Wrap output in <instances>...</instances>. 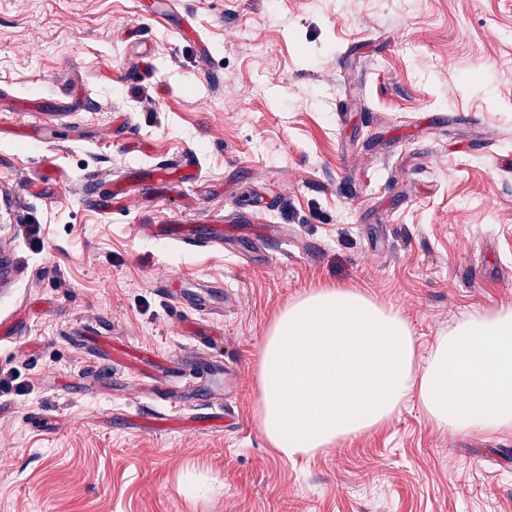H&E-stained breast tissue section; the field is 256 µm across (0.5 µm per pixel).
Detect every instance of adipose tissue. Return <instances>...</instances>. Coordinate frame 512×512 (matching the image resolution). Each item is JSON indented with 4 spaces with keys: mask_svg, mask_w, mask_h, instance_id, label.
<instances>
[{
    "mask_svg": "<svg viewBox=\"0 0 512 512\" xmlns=\"http://www.w3.org/2000/svg\"><path fill=\"white\" fill-rule=\"evenodd\" d=\"M258 422L275 453L310 458L416 406L453 433L512 432V306L464 315L427 355L369 294L314 288L290 302L259 354Z\"/></svg>",
    "mask_w": 512,
    "mask_h": 512,
    "instance_id": "obj_1",
    "label": "adipose tissue"
}]
</instances>
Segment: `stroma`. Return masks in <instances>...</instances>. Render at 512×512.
<instances>
[{
	"instance_id": "stroma-1",
	"label": "stroma",
	"mask_w": 512,
	"mask_h": 512,
	"mask_svg": "<svg viewBox=\"0 0 512 512\" xmlns=\"http://www.w3.org/2000/svg\"><path fill=\"white\" fill-rule=\"evenodd\" d=\"M152 6L0 0V322L24 317L0 340V512H512V435L412 407L292 462L265 442L256 384L267 326L311 288L393 306L422 355L465 314L512 306V0ZM61 95L38 115L49 140L25 138L16 100ZM187 154L196 181L91 205ZM240 210L278 233L190 248L143 231ZM174 276L229 302L196 314L167 298ZM142 352L183 377L158 385ZM214 367L231 378L218 401ZM213 413L223 431L139 426Z\"/></svg>"
}]
</instances>
